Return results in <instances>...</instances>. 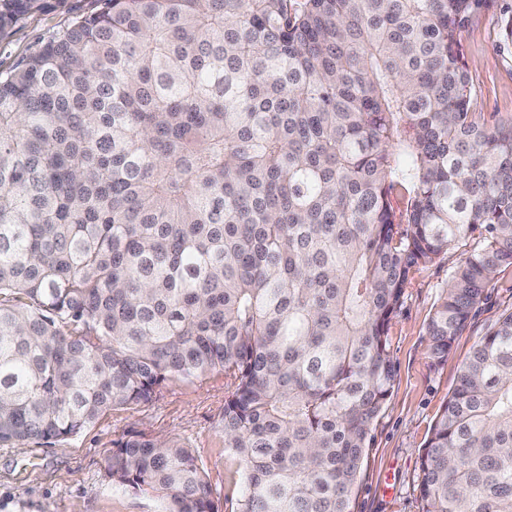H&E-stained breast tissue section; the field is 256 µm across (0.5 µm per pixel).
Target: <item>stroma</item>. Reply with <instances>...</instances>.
Segmentation results:
<instances>
[{
  "mask_svg": "<svg viewBox=\"0 0 512 512\" xmlns=\"http://www.w3.org/2000/svg\"><path fill=\"white\" fill-rule=\"evenodd\" d=\"M89 0H56L53 7L22 17L0 32V76L9 75L53 34L87 10ZM461 51L472 78V109L512 115V42L504 16L493 6L474 16L461 34ZM459 259L451 250L414 271L388 333L396 377L371 430L351 499V512H419L421 449L437 413L455 388L460 366L500 313L512 309V268L457 338L444 365L429 355L426 324ZM224 376L172 382L146 405L108 411L92 427L57 443L0 445V512H163L149 493H132L112 482L105 459L113 441L132 431L170 438L190 448L223 512H235L243 476L224 446Z\"/></svg>",
  "mask_w": 512,
  "mask_h": 512,
  "instance_id": "stroma-1",
  "label": "stroma"
}]
</instances>
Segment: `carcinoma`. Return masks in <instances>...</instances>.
Listing matches in <instances>:
<instances>
[{
	"instance_id": "1",
	"label": "carcinoma",
	"mask_w": 512,
	"mask_h": 512,
	"mask_svg": "<svg viewBox=\"0 0 512 512\" xmlns=\"http://www.w3.org/2000/svg\"><path fill=\"white\" fill-rule=\"evenodd\" d=\"M489 0H96L0 78V444L224 374L236 512H350L410 274L460 244L456 338L512 268V116L471 111ZM48 0H0V33ZM420 512H512V311L422 449ZM112 481L221 512L131 432Z\"/></svg>"
}]
</instances>
